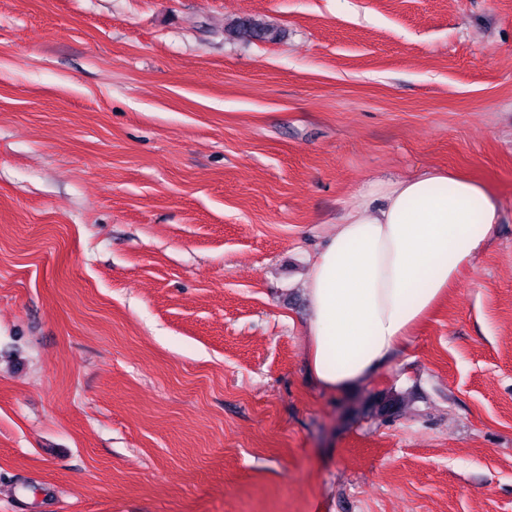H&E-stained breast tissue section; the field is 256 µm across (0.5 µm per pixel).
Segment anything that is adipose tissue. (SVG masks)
<instances>
[{"instance_id": "ef3b65f1", "label": "adipose tissue", "mask_w": 512, "mask_h": 512, "mask_svg": "<svg viewBox=\"0 0 512 512\" xmlns=\"http://www.w3.org/2000/svg\"><path fill=\"white\" fill-rule=\"evenodd\" d=\"M497 210L482 183L439 169L361 196L311 260L308 370L343 392L386 367L483 249Z\"/></svg>"}]
</instances>
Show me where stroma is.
Here are the masks:
<instances>
[{"label":"stroma","mask_w":512,"mask_h":512,"mask_svg":"<svg viewBox=\"0 0 512 512\" xmlns=\"http://www.w3.org/2000/svg\"><path fill=\"white\" fill-rule=\"evenodd\" d=\"M429 168L486 246L324 391L311 259ZM0 512H512V0H0ZM227 31L235 37L247 42H263L273 40L277 32L262 19L254 17L236 20ZM404 399L405 396L399 392L381 393L368 397L363 403V410L373 416L387 418L401 408Z\"/></svg>","instance_id":"obj_1"}]
</instances>
